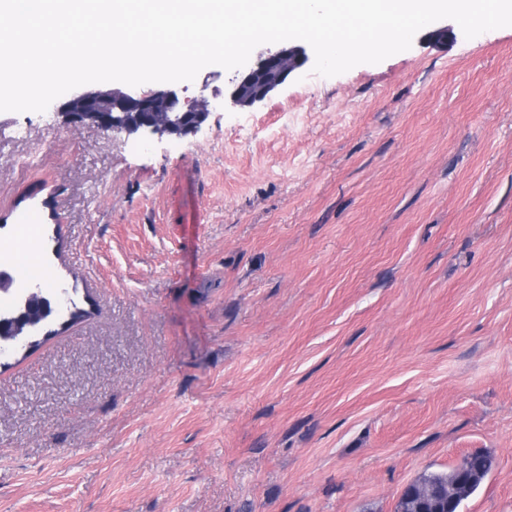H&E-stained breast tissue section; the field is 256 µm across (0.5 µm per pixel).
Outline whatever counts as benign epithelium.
I'll list each match as a JSON object with an SVG mask.
<instances>
[{"label": "benign epithelium", "mask_w": 512, "mask_h": 512, "mask_svg": "<svg viewBox=\"0 0 512 512\" xmlns=\"http://www.w3.org/2000/svg\"><path fill=\"white\" fill-rule=\"evenodd\" d=\"M309 56L304 47L285 44L269 52L236 79L230 99L238 106H251L273 92L290 75L302 68ZM212 111L211 101L200 96L185 100L170 86L143 90L133 86L78 89L60 105L66 123L93 125L105 132L128 137L152 136L183 138L198 131ZM12 300L0 319V357L9 355L23 342L18 328L30 322L34 303L43 313L60 318L68 313L70 298L65 283L51 287L32 283L13 284L7 265L0 263V297Z\"/></svg>", "instance_id": "7a95c632"}]
</instances>
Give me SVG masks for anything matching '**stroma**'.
<instances>
[{"instance_id": "35a3bbf8", "label": "stroma", "mask_w": 512, "mask_h": 512, "mask_svg": "<svg viewBox=\"0 0 512 512\" xmlns=\"http://www.w3.org/2000/svg\"><path fill=\"white\" fill-rule=\"evenodd\" d=\"M240 70L158 139L0 112V245L84 320L0 369V512H395L490 453L463 512H512V26L253 106ZM455 470H451L448 473H432L424 476L420 480L410 484L403 492L397 505L396 512H448L454 504V500L448 495V498L444 499V506L437 507L434 500L421 494L428 492L429 488L434 485H439L447 488L448 482L453 481L455 478ZM422 508L426 509H440L432 511H423ZM447 509V511L443 509ZM418 509V510H416Z\"/></svg>"}]
</instances>
